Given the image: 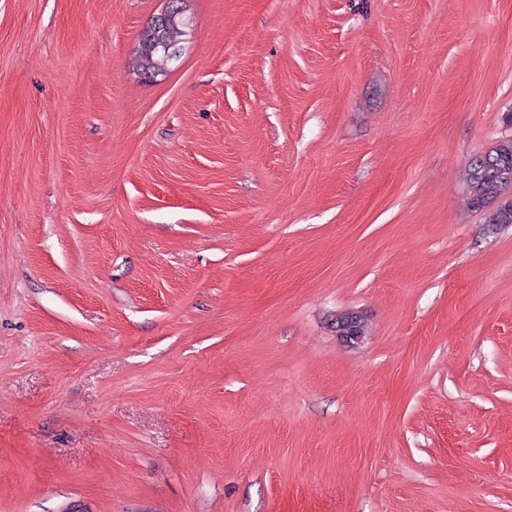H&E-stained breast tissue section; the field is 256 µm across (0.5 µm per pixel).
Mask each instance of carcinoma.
<instances>
[{
    "mask_svg": "<svg viewBox=\"0 0 512 512\" xmlns=\"http://www.w3.org/2000/svg\"><path fill=\"white\" fill-rule=\"evenodd\" d=\"M177 10L164 21L153 22L145 30L135 49L137 71L169 70L171 59L162 45L179 44L186 33L183 0H170ZM512 179V139L499 141L470 161L469 204L477 210L489 209L487 223L512 224V200L498 203L505 182Z\"/></svg>",
    "mask_w": 512,
    "mask_h": 512,
    "instance_id": "carcinoma-1",
    "label": "carcinoma"
}]
</instances>
